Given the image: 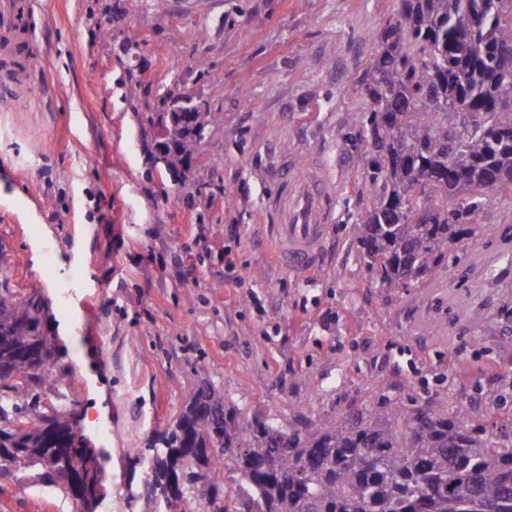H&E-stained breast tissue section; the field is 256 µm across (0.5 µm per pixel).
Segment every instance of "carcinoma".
<instances>
[{"mask_svg": "<svg viewBox=\"0 0 512 512\" xmlns=\"http://www.w3.org/2000/svg\"><path fill=\"white\" fill-rule=\"evenodd\" d=\"M512 0H399L355 93L366 107L359 137L381 127L391 139L370 149L359 193L368 204L352 234L384 287H433L456 265L465 237L488 234L481 217L512 193ZM219 112L170 113L166 170L184 177L201 134ZM44 309L0 288V467L38 464L70 486L80 453L63 414L41 411L38 389L64 383L51 371L54 342ZM459 407L383 397L355 414L283 424L247 419L224 391L202 385L135 464L154 488L179 482L167 512H512V420L496 434ZM25 425L9 428L17 415ZM232 473L224 493L220 475Z\"/></svg>", "mask_w": 512, "mask_h": 512, "instance_id": "obj_1", "label": "carcinoma"}]
</instances>
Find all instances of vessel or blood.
Instances as JSON below:
<instances>
[{
  "mask_svg": "<svg viewBox=\"0 0 512 512\" xmlns=\"http://www.w3.org/2000/svg\"><path fill=\"white\" fill-rule=\"evenodd\" d=\"M21 0H0V86L25 81L26 56L34 32L22 19ZM275 189L264 204L265 227L275 256L290 275L308 276L317 266L324 246V226L333 215L328 172L319 158L300 163L285 154L273 175Z\"/></svg>",
  "mask_w": 512,
  "mask_h": 512,
  "instance_id": "b4317fda",
  "label": "vessel or blood"
}]
</instances>
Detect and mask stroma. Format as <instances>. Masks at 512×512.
I'll use <instances>...</instances> for the list:
<instances>
[{
    "label": "stroma",
    "instance_id": "obj_1",
    "mask_svg": "<svg viewBox=\"0 0 512 512\" xmlns=\"http://www.w3.org/2000/svg\"><path fill=\"white\" fill-rule=\"evenodd\" d=\"M398 0H33L30 81L0 109V283L45 304L63 407L95 481L0 468V512H146L144 441L209 382L288 422L435 393L512 416V259L469 246L443 288H385L351 229L366 58ZM210 125L185 180L157 132L171 93ZM320 157L334 215L315 270L278 265L262 198L283 153ZM77 281L68 300L59 289ZM479 305L473 325L463 309Z\"/></svg>",
    "mask_w": 512,
    "mask_h": 512
}]
</instances>
